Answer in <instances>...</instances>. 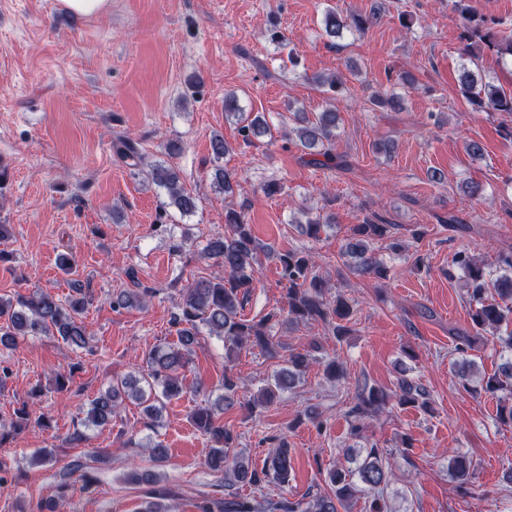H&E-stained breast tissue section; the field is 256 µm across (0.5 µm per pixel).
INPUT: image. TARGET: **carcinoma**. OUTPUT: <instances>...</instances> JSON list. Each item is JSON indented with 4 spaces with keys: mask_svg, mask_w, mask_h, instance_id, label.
<instances>
[{
    "mask_svg": "<svg viewBox=\"0 0 512 512\" xmlns=\"http://www.w3.org/2000/svg\"><path fill=\"white\" fill-rule=\"evenodd\" d=\"M455 7L464 20L463 39L466 49L483 45L501 55L512 57V40H497L490 22L471 12L466 0H455ZM375 15L351 14L342 18L329 9L325 14V33L338 37L345 29L363 31L373 24ZM324 92L336 97L346 92V82L339 75H318L310 79ZM461 83L471 104L485 112H512V93L503 88L483 83L469 70L463 72ZM296 126L284 132L286 140L297 148L315 151L324 158L322 165H335L338 113L329 107L316 114L311 122L301 111L294 112ZM270 134L265 117L256 115L241 118L238 135L243 143L252 138ZM116 153L136 161L137 149L131 139L119 137L113 142ZM214 168L213 186L219 192L233 191L237 174L227 170L220 162L232 151L224 135L216 133L210 141ZM143 179L164 190L168 201L160 204L159 218L168 216L167 208L173 206L180 214L188 215L197 208V199L181 185L177 170L157 161L147 165L135 164ZM224 235L214 237L204 248L206 258L214 260L224 268V275L213 279L200 278L187 287L173 316L177 327L178 342L154 346L145 356V368L140 374H129L112 382V386L99 392L86 412L85 426H105L112 423L124 399H132L142 407L143 414L157 421L164 401L183 393L185 383L181 370L189 364L194 347L199 345L202 330L224 342V358L232 361L244 348L258 349L268 357L277 355L279 343L274 341L271 329L279 324H320L327 334L342 341L351 331L346 322L351 320L352 306L342 297H331L328 288L316 275L315 257L310 253L289 249L276 253L280 266V278L285 287L287 308H279L260 318L248 319L243 315L244 303L254 283V264L259 245L246 223L242 210L229 208L224 214ZM393 225L374 213L362 223L350 228L347 253L356 259L357 273L375 279H386L391 269L370 250L374 240L394 237ZM453 265L464 275V287L469 301L475 305L472 312V331L455 334L457 349H472L484 343L483 332L500 330L497 336L501 352L508 353L501 365L500 376L489 378L484 390L495 394L507 392L512 395V255L498 259L499 275L493 276L467 251L455 254ZM147 291L121 289L112 293L110 304L114 309L131 307L142 301ZM85 306L82 298L60 299L43 291L0 296V346L11 349L17 339L25 336H54L73 349H85L88 345L85 328L78 320ZM321 350L318 342L310 344L305 352L291 351L285 360L286 367L279 370L273 382L260 389L257 396L249 399L252 408L270 406L276 393L292 389L300 383L313 364L322 366L323 376L329 381H338L345 376L343 366L330 357H318ZM397 404L401 407H419L431 410L429 395L423 385L407 377L398 382ZM391 396L383 389L363 384L357 387L353 405L348 414L353 418L350 434L357 437L362 430V420L374 416L389 404ZM222 406L229 408L238 404L237 382L224 375V395L219 398ZM195 429L211 443L207 457L208 467L224 475V479L242 486L258 487L275 482L288 484L291 461L286 443H280L264 461L262 468L253 465L243 454L234 453L237 435L217 420L214 410L201 406L191 416ZM365 457L356 468H337L327 473L328 490L315 495L306 494L297 500L284 495L258 500L248 495L234 494L222 502L209 497L196 504L198 512H350L352 504L362 495L371 497L368 512H384L381 504L388 483L385 467L387 452L372 443L364 448ZM95 455L70 464L71 472L78 474L84 490L89 491L96 483L93 476ZM450 476L460 484L470 482L473 471L463 456L448 463ZM129 482L144 489L147 502L145 512H173L172 501L176 492L161 475L152 468L133 469L128 474Z\"/></svg>",
    "mask_w": 512,
    "mask_h": 512,
    "instance_id": "cac0c4a2",
    "label": "carcinoma"
}]
</instances>
